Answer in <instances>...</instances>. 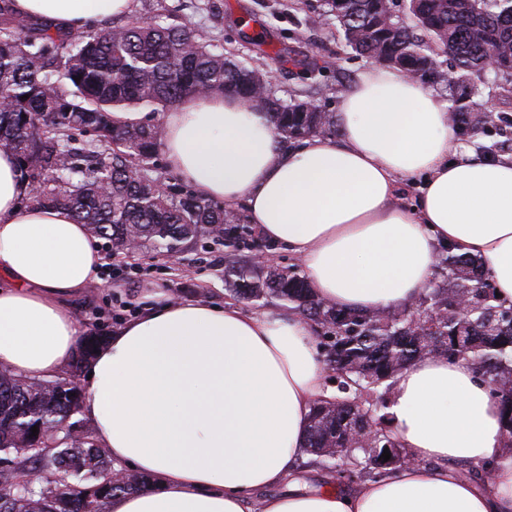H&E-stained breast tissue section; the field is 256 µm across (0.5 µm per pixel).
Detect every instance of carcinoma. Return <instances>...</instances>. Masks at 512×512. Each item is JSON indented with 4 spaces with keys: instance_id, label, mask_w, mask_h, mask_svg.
<instances>
[{
    "instance_id": "cac0c4a2",
    "label": "carcinoma",
    "mask_w": 512,
    "mask_h": 512,
    "mask_svg": "<svg viewBox=\"0 0 512 512\" xmlns=\"http://www.w3.org/2000/svg\"><path fill=\"white\" fill-rule=\"evenodd\" d=\"M323 13L343 31L346 47L375 62L406 70L421 54L432 53L416 29L382 21V0H322ZM417 29L454 61L456 72L474 78L489 70L512 75V54L494 56L512 45V0H476L451 9L448 0H423L413 12ZM31 33L15 27L8 0H0V146L17 158L29 207L71 212L92 235L122 252L131 235L140 247L175 257L198 236L236 247L241 216L175 184L160 192L155 160L162 130L153 124L119 122L114 112L167 110L187 98L213 95L250 97L259 73L224 57L198 31L142 21L92 27L73 35L32 23ZM280 138L299 141L336 131V115L309 101L262 100ZM458 133L487 122L482 112L450 111ZM448 287L433 288L424 300L437 306L436 317L417 328L411 314L383 310L351 313L324 303L307 278L293 269L268 267L251 282L244 270L224 268L229 291L247 300L277 299L293 305L323 331L328 370L334 373L329 399L313 405L306 451L322 459L331 473L359 465L338 448L342 435L373 419L377 402L390 397L397 374L436 350L450 361L465 358L483 376L501 383L506 447H512V320L503 319L490 276L478 260L448 252L442 260ZM470 302L469 316H457L456 302ZM101 343L85 338L71 366L74 380ZM82 396L60 392L59 380L42 381L0 369V456L19 458L26 482L15 489L7 512H86L79 488L105 479L107 460L95 442L60 434L32 435L35 425L73 428ZM140 474L94 502V512L118 494L147 487Z\"/></svg>"
}]
</instances>
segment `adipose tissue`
I'll list each match as a JSON object with an SVG mask.
<instances>
[{
  "label": "adipose tissue",
  "mask_w": 512,
  "mask_h": 512,
  "mask_svg": "<svg viewBox=\"0 0 512 512\" xmlns=\"http://www.w3.org/2000/svg\"><path fill=\"white\" fill-rule=\"evenodd\" d=\"M63 30L127 13L133 0H13ZM337 136L286 150L264 110L239 97L183 101L159 121L169 170L199 195L244 205L260 234L300 259L314 292L361 313L418 301L442 248L477 258L512 305V157L458 144L448 106L387 64L342 93ZM418 184L415 205L400 198ZM14 156L0 149V366L63 375L85 328L68 304L105 262L62 208L23 206ZM314 327L294 309L246 310L156 297L98 347L83 411L116 469L154 477L107 512H512L500 406L465 359L428 355L397 376L389 409L409 458L348 490L298 489L313 404L329 397ZM494 464L490 488L458 464ZM280 486L283 494L261 497Z\"/></svg>",
  "instance_id": "adipose-tissue-1"
}]
</instances>
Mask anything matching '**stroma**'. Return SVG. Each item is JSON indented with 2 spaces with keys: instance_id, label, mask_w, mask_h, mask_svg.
Listing matches in <instances>:
<instances>
[{
  "instance_id": "35a3bbf8",
  "label": "stroma",
  "mask_w": 512,
  "mask_h": 512,
  "mask_svg": "<svg viewBox=\"0 0 512 512\" xmlns=\"http://www.w3.org/2000/svg\"><path fill=\"white\" fill-rule=\"evenodd\" d=\"M317 5L318 0H135L121 21L152 20L204 31L224 55L270 74L272 97L284 103L299 97L334 112L341 93L371 62L345 48L341 30L319 16ZM476 87L472 99L491 112L493 121L457 142L460 152L483 156L496 143L512 139V76L490 72ZM241 235L235 248L203 235L173 258L143 250L113 259V273L100 274L98 283L69 303L88 331L106 336L123 322L121 302H130L136 311L150 293L214 305L230 301L224 268H253L256 247H263L279 268L299 266V259L280 245L261 241L254 225L244 224Z\"/></svg>"
}]
</instances>
